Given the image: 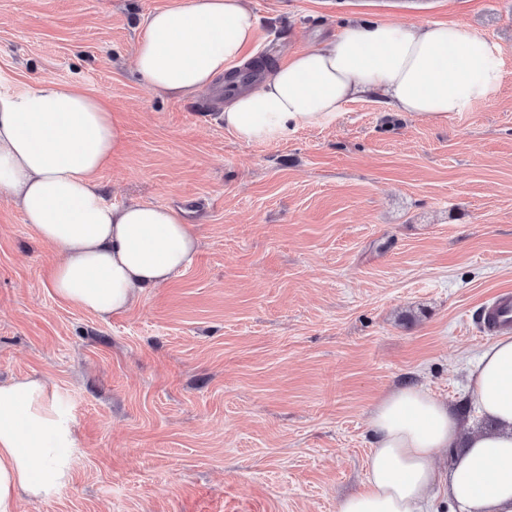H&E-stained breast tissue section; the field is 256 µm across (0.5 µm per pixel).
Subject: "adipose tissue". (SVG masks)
<instances>
[{
	"instance_id": "1",
	"label": "adipose tissue",
	"mask_w": 512,
	"mask_h": 512,
	"mask_svg": "<svg viewBox=\"0 0 512 512\" xmlns=\"http://www.w3.org/2000/svg\"><path fill=\"white\" fill-rule=\"evenodd\" d=\"M259 18L247 0H183L152 13L134 53L152 90L192 95L248 61ZM500 61L483 38L445 24H345L335 38L264 68L260 83L231 96L221 117L243 142L286 136L335 117L361 97L394 111L443 120L494 93ZM122 131L96 97L44 81L0 93V196L61 259L55 297L99 316L130 309L138 293L190 266L197 239L181 212L152 202L107 204L97 181ZM490 433L460 438V415L421 384L394 388L373 406L375 439L362 491L337 512H512V334L481 352L469 376ZM76 436L56 388L37 376L0 383V512H20L67 483ZM451 451L447 470L434 463Z\"/></svg>"
}]
</instances>
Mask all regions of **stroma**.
<instances>
[{
  "label": "stroma",
  "instance_id": "stroma-1",
  "mask_svg": "<svg viewBox=\"0 0 512 512\" xmlns=\"http://www.w3.org/2000/svg\"><path fill=\"white\" fill-rule=\"evenodd\" d=\"M181 0H0V91L44 80L104 100L123 149L108 204L182 210L188 268L105 318L47 287L58 258L0 199V380L38 375L72 419L70 481L24 512H336L361 489L376 400L425 385L481 432L474 318L512 286V0H250L272 64L380 19L448 23L501 64L447 119L374 99L287 137L225 130L214 90L152 91L134 47Z\"/></svg>",
  "mask_w": 512,
  "mask_h": 512
}]
</instances>
